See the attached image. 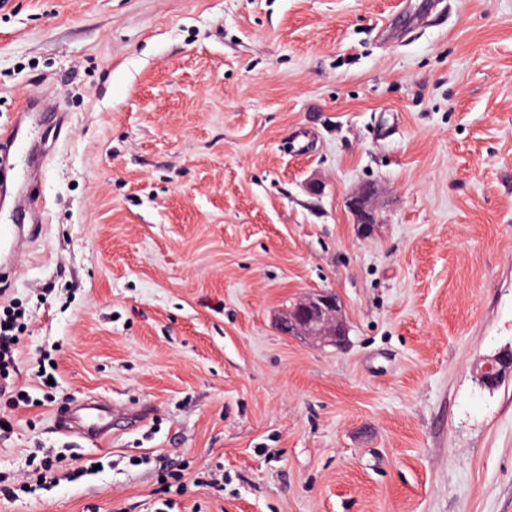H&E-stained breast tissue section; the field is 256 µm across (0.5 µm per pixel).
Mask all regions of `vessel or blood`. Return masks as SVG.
<instances>
[{"instance_id":"b4317fda","label":"vessel or blood","mask_w":512,"mask_h":512,"mask_svg":"<svg viewBox=\"0 0 512 512\" xmlns=\"http://www.w3.org/2000/svg\"><path fill=\"white\" fill-rule=\"evenodd\" d=\"M51 115L54 121V136L68 135L69 117L53 96L42 93L35 98H25L18 102L10 123L0 124V157H8L12 150L32 155L33 162L26 172L27 179H36L47 162L43 144L24 140L23 129L33 121L36 113ZM13 212L23 214L26 224L16 228L9 224L0 225V245L9 248L13 261H20L28 247L40 236L45 202L36 196L15 197ZM58 432L66 437L77 436L99 446L107 445L112 439V410L99 401L81 399L70 407L67 415L58 421Z\"/></svg>"}]
</instances>
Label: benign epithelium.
I'll return each mask as SVG.
<instances>
[{
    "mask_svg": "<svg viewBox=\"0 0 512 512\" xmlns=\"http://www.w3.org/2000/svg\"><path fill=\"white\" fill-rule=\"evenodd\" d=\"M374 191L363 187L348 200V208L357 224H374L376 215L372 205ZM279 328L288 335L304 336L315 342L338 348L346 344L348 330L341 316V305L336 293L320 290L292 304L282 314ZM512 367V351L486 360L480 369L479 380L489 388L500 385L505 370Z\"/></svg>",
    "mask_w": 512,
    "mask_h": 512,
    "instance_id": "benign-epithelium-1",
    "label": "benign epithelium"
}]
</instances>
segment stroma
Here are the masks:
<instances>
[{
	"mask_svg": "<svg viewBox=\"0 0 512 512\" xmlns=\"http://www.w3.org/2000/svg\"><path fill=\"white\" fill-rule=\"evenodd\" d=\"M43 90L71 133L29 127L36 183L11 156L47 221L0 252L34 401L0 478L60 481L0 512H512V379L477 380L512 348V0H0V121ZM323 289L340 349L277 326ZM88 396L107 446L55 431ZM374 191L371 186L363 187L348 200V208L357 224H375L376 215L372 205Z\"/></svg>",
	"mask_w": 512,
	"mask_h": 512,
	"instance_id": "35a3bbf8",
	"label": "stroma"
}]
</instances>
